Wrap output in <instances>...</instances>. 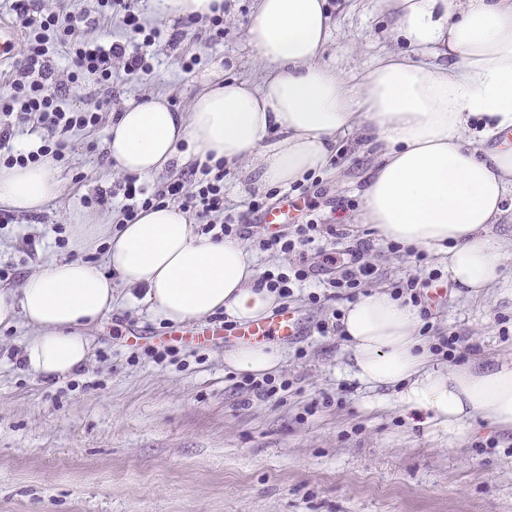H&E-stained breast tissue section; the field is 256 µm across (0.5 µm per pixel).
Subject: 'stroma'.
<instances>
[{
    "label": "stroma",
    "instance_id": "1",
    "mask_svg": "<svg viewBox=\"0 0 512 512\" xmlns=\"http://www.w3.org/2000/svg\"><path fill=\"white\" fill-rule=\"evenodd\" d=\"M332 17L324 64L350 75L390 51H408L388 36L379 0H327ZM255 0H230L224 41H159L154 72L139 82L113 64L108 86L85 76L83 91L110 95L95 128L69 133L72 147L53 169L60 196L42 211H0L1 285L19 287L56 259L102 265L103 243L79 251L71 224H117L123 173L106 154V132L126 103L143 96L187 109L201 76L215 69L259 82L263 67L247 42ZM202 62L182 69L178 55ZM375 158L348 144L337 163L313 175L315 217L344 224L348 243L369 240L376 273L369 290H396L417 274L412 259L387 250L369 224L357 223L367 171ZM258 195L280 206L284 188L256 191L229 168L224 199L243 205ZM314 282L295 287L284 310L303 317V334L278 341L284 361L277 397L236 389L241 374L224 363L235 341L197 345L168 338L171 324L119 297L91 328L93 352L80 373L44 381L19 363L30 336L0 325V512H512V431L476 422L452 442L412 422L394 396L373 392L346 369L340 335L315 325L344 301L311 303ZM431 322L479 345L484 357L512 354V311L449 286Z\"/></svg>",
    "mask_w": 512,
    "mask_h": 512
}]
</instances>
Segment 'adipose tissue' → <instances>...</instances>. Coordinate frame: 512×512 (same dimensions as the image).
Returning a JSON list of instances; mask_svg holds the SVG:
<instances>
[{
    "instance_id": "ef3b65f1",
    "label": "adipose tissue",
    "mask_w": 512,
    "mask_h": 512,
    "mask_svg": "<svg viewBox=\"0 0 512 512\" xmlns=\"http://www.w3.org/2000/svg\"><path fill=\"white\" fill-rule=\"evenodd\" d=\"M394 32L431 64L400 54L378 57L357 76L322 63L330 39L326 0H258L248 43L262 61L260 83L203 75L186 111L164 99L132 102L107 131L116 167L150 177L185 152L232 165L257 188L303 181L355 135L373 150L362 223L381 240L442 255L448 280L472 297L492 295L512 311V235L496 232L512 194V0H381ZM495 148H487L492 138ZM61 193L51 161L0 166V205L43 209ZM71 243L101 238L105 265L56 260L30 273L18 295L0 292V324L22 320L32 335L21 361L56 380L86 367L85 331L112 310L117 290L154 316L183 323L216 312L248 322L280 303L257 287L255 255L237 238L199 234L178 206L140 212L134 223L72 224ZM347 369L368 389L396 392L411 419L454 438L480 419L512 430V357L440 364L419 334L418 307L375 291L341 318ZM278 348L244 343L225 354L233 371L276 372Z\"/></svg>"
}]
</instances>
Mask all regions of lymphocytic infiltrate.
Masks as SVG:
<instances>
[{
  "label": "lymphocytic infiltrate",
  "instance_id": "lymphocytic-infiltrate-1",
  "mask_svg": "<svg viewBox=\"0 0 512 512\" xmlns=\"http://www.w3.org/2000/svg\"><path fill=\"white\" fill-rule=\"evenodd\" d=\"M104 19L118 20L131 36L137 37V45L131 47L115 42L104 47L89 40V33ZM63 36L72 46V70L67 78L57 76L49 49L38 38L28 40L20 59L12 66L5 82L10 94L0 98V115L19 114L21 122L32 124L33 128L41 131L42 144L28 154L7 157V164L35 163L47 155L60 157L68 148L66 133L100 123L104 100L95 97L87 100L84 107L69 111L62 106L63 101L75 97L83 73L98 75L100 81L107 82L112 78L113 63L118 62L128 78L145 79L153 71L148 49L156 39L165 38L174 48L190 36L216 43L224 38V17L220 14L200 18L186 16L167 28H149L136 11L134 0H97L93 5L82 0L79 7L68 13ZM225 175L223 161L207 157L197 161L191 171L171 172L161 189L151 194L139 186L137 176H126V202L120 214L124 223L131 224L139 211L173 202L193 217L202 234L213 240L245 237L250 215L261 212L264 205L252 199L247 203L245 214L236 217L227 213ZM320 232L336 239L343 236L342 230L335 225L323 226L309 221L296 225L293 235L263 238L258 245L266 251L291 254L313 244ZM370 249L371 245L366 241L357 242L336 254L320 248L311 257L303 259L300 265L289 268L288 272L263 273L259 284L286 297L295 283L321 276L326 285L333 288L337 299L354 302L375 273V267L368 259Z\"/></svg>",
  "mask_w": 512,
  "mask_h": 512
}]
</instances>
